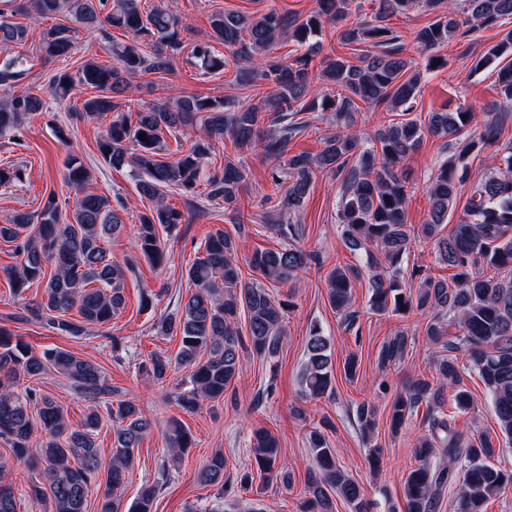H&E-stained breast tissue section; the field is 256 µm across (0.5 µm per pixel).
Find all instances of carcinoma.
I'll use <instances>...</instances> for the list:
<instances>
[{"instance_id":"cac0c4a2","label":"carcinoma","mask_w":512,"mask_h":512,"mask_svg":"<svg viewBox=\"0 0 512 512\" xmlns=\"http://www.w3.org/2000/svg\"><path fill=\"white\" fill-rule=\"evenodd\" d=\"M142 0H0V49H10L28 38L29 26L13 20L25 16L35 23L59 16V23L43 32L39 51L44 58H65L74 49L79 29L91 33L116 27L127 33L126 41L112 42L107 51L112 62L87 59L75 72L52 76L49 92L57 101L67 100L81 86L99 91L73 108L75 120L105 122L97 140L102 160L115 169L127 167L136 180L139 194L151 207L139 215L136 247L156 266L166 259L160 232H170L184 223V214L166 202L175 190L186 198L197 195V186L209 188L207 196L224 203V214L232 223L247 220L244 198L249 196V170L244 154L259 146L270 163V183L277 197L266 228L284 239L300 237L298 226L285 216L296 213L318 176L331 173L340 184L336 223L345 246L366 256L371 280L369 305L378 314L417 313L428 317L425 336L437 347L435 360L440 384L418 378L398 394L389 408L390 429L398 431L417 408L429 409L428 432L420 435L415 454L420 464L402 483L403 512H434L442 489L458 487L455 512H484L485 503L512 490V470L489 464L493 446L452 425L441 410L444 392L456 390V407L466 410L470 394L461 388L462 372L474 371L491 399L501 433L512 439V144L495 150L498 163L485 179L472 185L463 215L451 232L444 231L448 215L456 210L464 160L482 153L498 137V116L512 108V30L481 56L478 70L494 59L506 58L498 75L500 99L492 108L477 114L461 106L453 112H433L427 124L411 117L416 110L424 73L447 64L440 49L452 38L465 39L477 31L493 28L512 16V0H379L371 20L343 27L340 41L372 47L352 61L342 56L322 60V79L339 89L323 95L320 103L308 100L311 92L312 56L305 53L285 64L266 57L277 41L287 38L299 44L321 31L327 19L343 21L352 0H318V8L302 19L296 13L277 10L251 15L224 11L211 16L209 40L195 43L190 51L194 66L207 75L235 65V82L251 87L254 98L242 105L232 96L183 95L167 104L143 107L122 94L137 77L147 72H167L172 59L184 49L182 19L167 6L158 4L144 11ZM415 6L437 14V20L421 28L415 37L424 67L403 56L401 37L388 24L390 17ZM223 44L231 58H221L212 42ZM440 61L434 65V61ZM27 60L16 56L0 62V85L20 82ZM334 113L336 132L324 138L317 154L288 151L289 142L302 131L304 112L316 108ZM398 110L404 119L375 131L364 145L355 129L362 109ZM46 101L29 92H12L0 99V136L14 131L23 119L40 116ZM468 119H463V116ZM480 122L479 135L465 138L468 128ZM199 129L203 136L174 157H164L166 139ZM451 142L452 153L444 158L428 185L426 223H407L410 191L401 163L421 145L424 132ZM146 135L141 139L140 135ZM232 139L236 151L224 156V168L207 171L204 163L213 142ZM64 175L75 191L72 211L68 202L51 192L32 212H15L0 222V239L15 243L20 261L8 271L13 295L24 298L35 283L43 285L39 300L22 306V321H35L62 335L80 337L87 326L96 325L112 343V352L123 350L122 339L109 331L110 322L124 309V270L112 262L103 245L122 223L109 198L90 187L91 175L76 156L68 158ZM428 239L436 262L454 270L451 280L413 269L410 278L420 277L418 289L404 284L401 263L412 241ZM240 242L219 229L212 233L188 269L196 288L175 312L156 323L157 330L181 340L176 357L150 354L141 371L156 382L165 379L172 363L192 368L190 387L178 393V404L188 412L206 401L224 399V392L242 371V352L260 357L276 356L282 346L283 318L287 301L268 289L242 278L238 254ZM311 253L295 244L277 250H256L248 265L265 280L286 284L307 272ZM493 268L498 276L485 275ZM361 267L336 264L326 278L328 301L348 327L354 325L352 310L354 282ZM77 310L73 318L70 311ZM247 319V334L238 327ZM411 339L403 331L388 338L378 354V365L387 368L401 362ZM50 369L93 405L85 415L83 429L73 430L63 408L34 387L15 389L24 378ZM331 339L313 329L301 372L302 393L311 399L333 392ZM116 390L94 363L63 348H47L34 354L29 343L0 327V439L13 457L39 472L29 483L25 496L29 507L51 501V512H87L92 482L105 485L98 512H119L117 490L134 465L135 449L152 423L136 402H112ZM119 423L112 459L106 475L95 432L103 415ZM358 428L369 456L379 461L381 448L373 443L378 426L376 405H356ZM167 447L176 457L194 447L191 432L180 422L170 424ZM314 468L305 487L299 512H336V499L344 500L352 512H370L361 486L336 460L324 432L309 433ZM257 471L266 479L287 483L290 475L280 458L278 438L259 428L249 435ZM221 452L213 454L198 474L203 486L219 484L224 494ZM172 469L161 466L158 478L143 489L128 512H155L156 492L171 481ZM0 512H19L12 484L0 481Z\"/></svg>"}]
</instances>
